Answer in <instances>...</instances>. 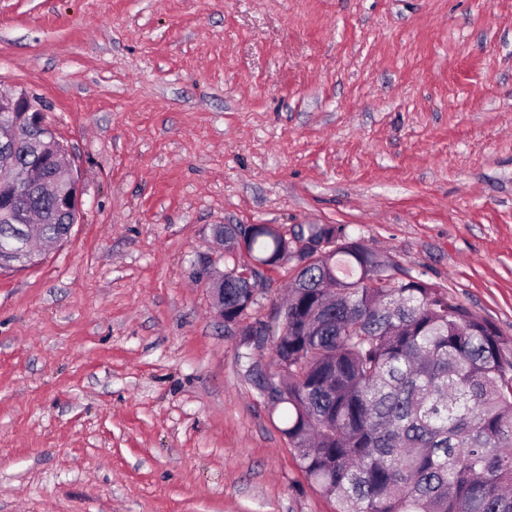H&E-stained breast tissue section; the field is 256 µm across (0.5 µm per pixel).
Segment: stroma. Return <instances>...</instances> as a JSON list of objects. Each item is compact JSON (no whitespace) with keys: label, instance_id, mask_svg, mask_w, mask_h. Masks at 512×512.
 I'll return each instance as SVG.
<instances>
[{"label":"stroma","instance_id":"1","mask_svg":"<svg viewBox=\"0 0 512 512\" xmlns=\"http://www.w3.org/2000/svg\"><path fill=\"white\" fill-rule=\"evenodd\" d=\"M83 188L0 273V512H336L238 355L218 224H336L512 340V0H0Z\"/></svg>","mask_w":512,"mask_h":512}]
</instances>
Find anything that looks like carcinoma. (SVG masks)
Here are the masks:
<instances>
[{"mask_svg":"<svg viewBox=\"0 0 512 512\" xmlns=\"http://www.w3.org/2000/svg\"><path fill=\"white\" fill-rule=\"evenodd\" d=\"M19 164L40 162L28 142ZM61 242L70 226L30 199ZM336 230L329 260L290 284L288 324L243 336L246 365L281 418L306 478L336 512H512V346L497 326L421 276ZM293 244L258 227L251 261L277 272ZM249 286L224 271V322L248 314ZM270 347L265 365L254 352Z\"/></svg>","mask_w":512,"mask_h":512,"instance_id":"1","label":"carcinoma"}]
</instances>
